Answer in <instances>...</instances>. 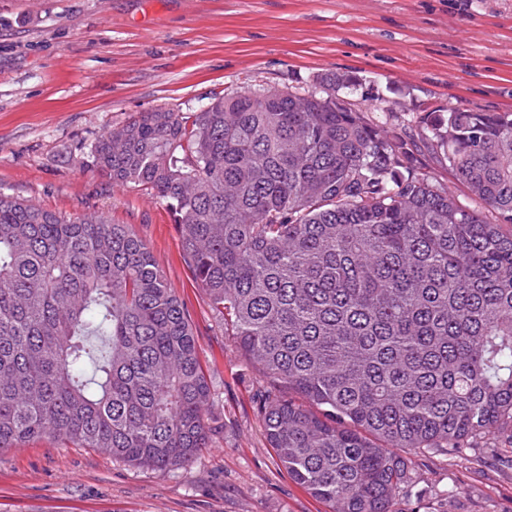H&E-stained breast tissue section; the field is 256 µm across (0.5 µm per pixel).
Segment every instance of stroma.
Masks as SVG:
<instances>
[{
    "instance_id": "1",
    "label": "stroma",
    "mask_w": 512,
    "mask_h": 512,
    "mask_svg": "<svg viewBox=\"0 0 512 512\" xmlns=\"http://www.w3.org/2000/svg\"><path fill=\"white\" fill-rule=\"evenodd\" d=\"M326 73L347 100L415 135L426 112L512 111V0H0V192L74 218L129 225L195 326L224 433L188 466L135 468L52 438L0 450V512H329L269 447L264 383L216 322L165 204L91 163L143 112L226 92L301 93ZM398 512H512V439L423 457Z\"/></svg>"
}]
</instances>
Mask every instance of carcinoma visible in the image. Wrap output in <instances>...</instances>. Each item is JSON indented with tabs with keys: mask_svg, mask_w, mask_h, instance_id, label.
<instances>
[{
	"mask_svg": "<svg viewBox=\"0 0 512 512\" xmlns=\"http://www.w3.org/2000/svg\"><path fill=\"white\" fill-rule=\"evenodd\" d=\"M325 94L270 87L144 112L93 166L169 206L224 335L266 383L281 467L333 512H395L418 456L512 434V113L429 112L414 139ZM215 421L183 302L96 212L0 193V448L50 435L134 466L189 464Z\"/></svg>",
	"mask_w": 512,
	"mask_h": 512,
	"instance_id": "cac0c4a2",
	"label": "carcinoma"
}]
</instances>
